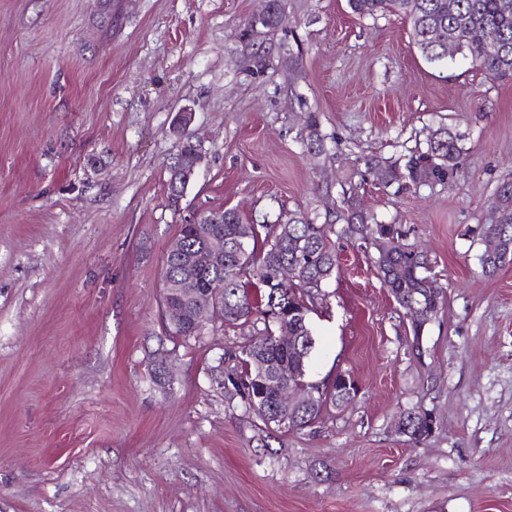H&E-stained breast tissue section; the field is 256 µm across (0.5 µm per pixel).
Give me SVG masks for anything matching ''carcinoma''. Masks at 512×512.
<instances>
[{"instance_id": "1", "label": "carcinoma", "mask_w": 512, "mask_h": 512, "mask_svg": "<svg viewBox=\"0 0 512 512\" xmlns=\"http://www.w3.org/2000/svg\"><path fill=\"white\" fill-rule=\"evenodd\" d=\"M360 16L397 13L405 17L410 36L422 57L431 64L448 60V40L458 52L471 57L474 65L490 79L512 78V0H348ZM281 0H270L266 16L245 23L246 34L257 38L278 29ZM493 37L496 48L485 50L471 39L474 29ZM304 150L318 156L327 154L326 137L315 115L307 118ZM461 136L449 126L435 129L426 148L413 150L404 165L377 160L369 170L385 186L409 190L428 183H455L464 148ZM490 222L468 226L465 234L484 244L479 256L481 273L492 278L512 264V174L501 178L489 200ZM224 218L222 224H183L179 237L183 255L165 254L162 285L172 291L162 297L167 318L163 320L171 336L198 338L192 330L193 295L221 287L217 302L220 319L228 327L250 324V338L238 346L234 358L240 370L224 378L245 411L266 426L286 433L314 424L324 404L343 405L352 399L338 373L330 382L307 381L308 362L314 338L308 314L322 293L323 285L336 271L334 238L345 239L377 251L376 267L383 284L396 303L406 311L422 308L424 317L412 323L414 337L442 304V289L434 286L427 272V254L407 243V232L399 224H385L364 210L354 189H342L333 213L320 217L297 209L281 212L270 224H245L237 211L213 209ZM224 241V266L200 268L188 262L210 237ZM288 265L294 279L284 285L277 280L279 269ZM258 288L252 289V280ZM286 365L293 384L301 383L312 392L309 403L286 410L277 400L276 390L264 384L257 361ZM400 433L412 440L430 434L428 413L406 410L400 415Z\"/></svg>"}]
</instances>
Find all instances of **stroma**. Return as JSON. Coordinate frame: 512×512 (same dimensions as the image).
I'll return each mask as SVG.
<instances>
[{
    "mask_svg": "<svg viewBox=\"0 0 512 512\" xmlns=\"http://www.w3.org/2000/svg\"><path fill=\"white\" fill-rule=\"evenodd\" d=\"M282 6L295 81L278 56L241 62L262 0H0V512H512V265L482 276L464 234L512 172V80L461 54L428 64L397 16ZM185 107L206 158L176 211ZM443 124L465 148L453 187L366 172ZM349 185L427 251L446 300L414 337L375 248L337 241L309 379L357 392L280 434L220 383L249 326L165 333L164 255L198 212L321 213ZM406 409L431 434L398 433ZM306 130V136L302 141L304 150L307 153L314 151L320 159L323 155L327 154V142L325 135L321 133L316 116L312 113L307 118Z\"/></svg>",
    "mask_w": 512,
    "mask_h": 512,
    "instance_id": "obj_1",
    "label": "stroma"
}]
</instances>
